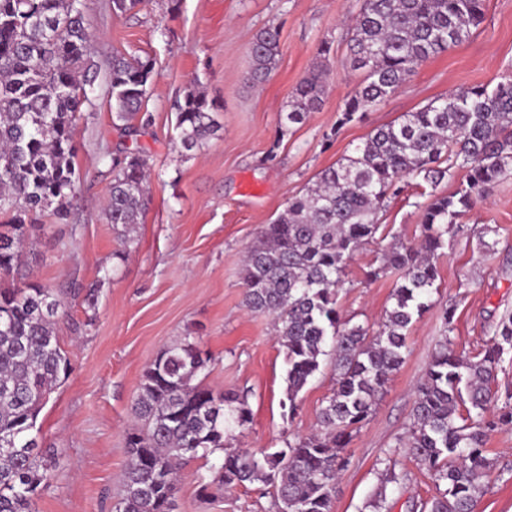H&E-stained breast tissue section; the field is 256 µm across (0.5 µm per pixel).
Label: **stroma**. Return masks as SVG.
<instances>
[{"label":"stroma","mask_w":512,"mask_h":512,"mask_svg":"<svg viewBox=\"0 0 512 512\" xmlns=\"http://www.w3.org/2000/svg\"><path fill=\"white\" fill-rule=\"evenodd\" d=\"M358 0H143L126 13L112 0H87L93 34L90 60L98 80L73 127L80 193L67 220L45 214L24 251L21 276L61 293L68 317L56 334L72 370L51 394L37 425L61 465L35 503L36 512H112L120 497L125 435L145 370L167 346L197 341L211 356L206 386L247 391L251 419L229 446L279 448L318 424L322 400L334 386L322 366L288 412L286 364L274 321L244 304L245 249L289 198L322 170L352 154L367 134L439 97L512 74V0H487L472 37L421 63L394 95L363 121L339 125L346 99L360 83L349 67L347 30ZM280 34L279 63L269 78H248L249 45L263 28ZM330 43L331 73L321 108L283 133L279 114L297 83ZM117 54L147 56L155 75L144 110L152 123L127 136L112 123L107 77ZM198 89L219 107L222 129L195 154L177 142L176 106ZM137 152L150 172L148 203L129 246L105 216L112 184L111 159ZM414 196L393 200L379 215L403 240L420 235ZM463 232L449 238L436 260L439 276L431 307L413 323L405 359L387 394L355 433L345 455L332 512H369L385 493L391 512L439 493L426 470L396 445L414 406V387L444 336L442 313L454 310L455 348L475 356L492 326L512 311V171L491 195L459 219ZM384 243L363 245L338 291L342 319L374 324L392 304L393 276L368 279ZM127 248L126 259L115 256ZM497 467L485 480L476 512H512V427L494 431L486 445ZM399 483L383 485L386 459ZM209 464L198 459L180 473L181 512H275L259 483L197 496Z\"/></svg>","instance_id":"stroma-1"}]
</instances>
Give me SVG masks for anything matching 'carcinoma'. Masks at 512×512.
Instances as JSON below:
<instances>
[{"mask_svg":"<svg viewBox=\"0 0 512 512\" xmlns=\"http://www.w3.org/2000/svg\"><path fill=\"white\" fill-rule=\"evenodd\" d=\"M349 37V65L364 81L344 104L339 123L363 118L400 89L420 63L469 39L484 20L485 0H359ZM86 0H0V512H35L39 491L60 466L44 455L37 417L69 361L56 336L64 300L41 284L10 283L36 216H68L78 194L72 148L77 112L97 78L89 59ZM331 46L296 85L279 126L285 133L317 111L326 92ZM251 79L276 68L279 33L259 31L249 46ZM154 76L149 57H112V120L127 135ZM182 149L203 148L222 129L218 106L195 89L176 112ZM512 165V75L438 98L373 129L353 154L318 174L290 198L246 251L244 302L272 315L287 365L289 408L332 356L336 378L318 412L319 430L271 452L227 450L233 431L250 422L245 392H220L198 382L211 358L188 338L164 349L145 371L135 399V424L125 436L127 459L115 512H178V473L196 458L223 452L198 497L214 485L229 491L260 482L273 489L276 512H331L345 448L387 391L404 361L406 331L430 308L438 251L478 197L487 196ZM465 180L450 195L435 193L452 170ZM108 223L129 237L144 211L148 175L132 152L112 158ZM424 202L415 242L393 239L367 278L396 276L392 305L378 329L350 324L336 308L348 262L376 239L378 210L400 196L407 177ZM427 185L430 190L422 189ZM453 311H443L446 336L416 387L411 421L397 447L406 448L445 489L420 512H475L494 466L486 438L512 425V391L499 407L492 391L496 365L512 349V314L493 328L483 356L457 354L449 336Z\"/></svg>","mask_w":512,"mask_h":512,"instance_id":"cac0c4a2","label":"carcinoma"}]
</instances>
